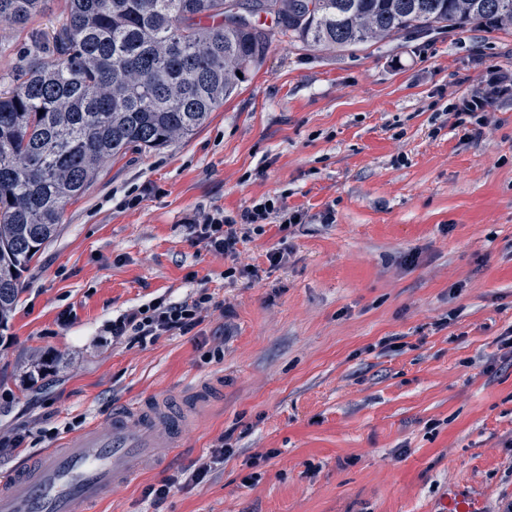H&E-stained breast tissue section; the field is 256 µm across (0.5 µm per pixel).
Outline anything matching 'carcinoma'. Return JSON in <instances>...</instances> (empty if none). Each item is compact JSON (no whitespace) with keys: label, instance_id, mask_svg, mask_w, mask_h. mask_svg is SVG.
<instances>
[{"label":"carcinoma","instance_id":"cac0c4a2","mask_svg":"<svg viewBox=\"0 0 512 512\" xmlns=\"http://www.w3.org/2000/svg\"><path fill=\"white\" fill-rule=\"evenodd\" d=\"M47 2L0 0V22L25 24ZM263 14L290 39L348 48L512 27V0H65L52 40L34 39L0 90V327L102 165L191 138L263 64Z\"/></svg>","mask_w":512,"mask_h":512}]
</instances>
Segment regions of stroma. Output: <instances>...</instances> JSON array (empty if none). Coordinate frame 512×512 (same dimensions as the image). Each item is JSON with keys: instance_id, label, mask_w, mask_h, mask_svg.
Masks as SVG:
<instances>
[{"instance_id": "stroma-1", "label": "stroma", "mask_w": 512, "mask_h": 512, "mask_svg": "<svg viewBox=\"0 0 512 512\" xmlns=\"http://www.w3.org/2000/svg\"><path fill=\"white\" fill-rule=\"evenodd\" d=\"M64 6L0 23V76ZM485 60L512 68V28L349 50L275 34L194 137L107 162L0 328V435L30 432L0 454V478L61 447L40 438L43 418L102 430L118 406L206 380L224 396L185 446L154 449L164 466L114 485L96 512H443L454 491L498 512L512 499V100L473 140L450 108ZM268 195L305 219L240 244L257 275L227 282L232 259L193 223ZM200 287L220 307L195 333L113 342L119 315ZM228 431L232 453L212 459ZM200 460L202 483L157 507L145 497Z\"/></svg>"}]
</instances>
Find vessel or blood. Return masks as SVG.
Returning a JSON list of instances; mask_svg holds the SVG:
<instances>
[{
	"label": "vessel or blood",
	"instance_id": "b4317fda",
	"mask_svg": "<svg viewBox=\"0 0 512 512\" xmlns=\"http://www.w3.org/2000/svg\"><path fill=\"white\" fill-rule=\"evenodd\" d=\"M187 434L185 415L164 398L118 407L107 430L88 429L0 479V512H80L154 465V449L180 448Z\"/></svg>",
	"mask_w": 512,
	"mask_h": 512
}]
</instances>
